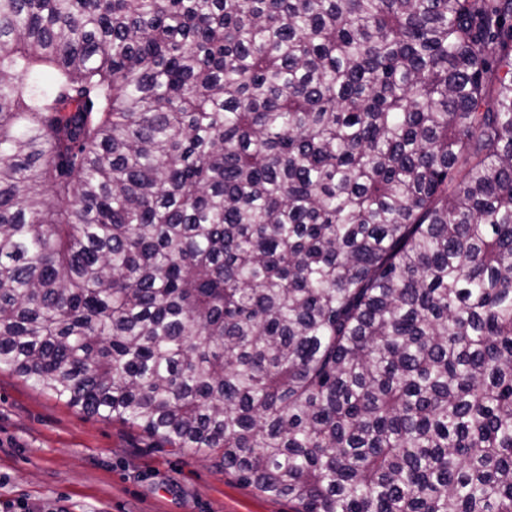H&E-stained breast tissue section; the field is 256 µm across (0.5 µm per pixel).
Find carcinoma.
I'll return each mask as SVG.
<instances>
[{"instance_id":"carcinoma-1","label":"carcinoma","mask_w":512,"mask_h":512,"mask_svg":"<svg viewBox=\"0 0 512 512\" xmlns=\"http://www.w3.org/2000/svg\"><path fill=\"white\" fill-rule=\"evenodd\" d=\"M294 512H512V0H0V368Z\"/></svg>"}]
</instances>
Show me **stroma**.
Instances as JSON below:
<instances>
[{
  "label": "stroma",
  "mask_w": 512,
  "mask_h": 512,
  "mask_svg": "<svg viewBox=\"0 0 512 512\" xmlns=\"http://www.w3.org/2000/svg\"><path fill=\"white\" fill-rule=\"evenodd\" d=\"M292 512L214 458L157 446L0 370V512Z\"/></svg>",
  "instance_id": "1"
}]
</instances>
